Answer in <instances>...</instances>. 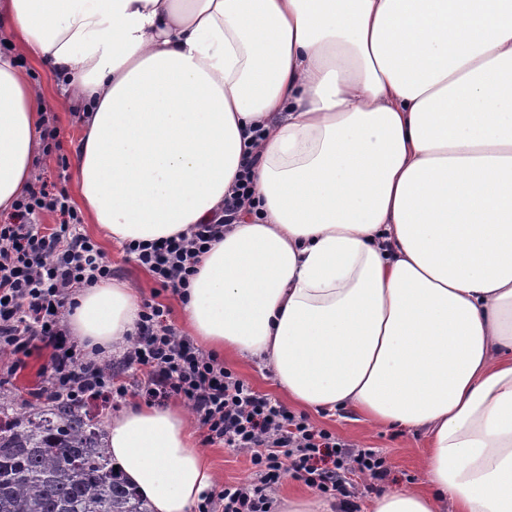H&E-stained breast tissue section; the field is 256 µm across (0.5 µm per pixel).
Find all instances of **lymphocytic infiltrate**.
<instances>
[{"instance_id": "lymphocytic-infiltrate-1", "label": "lymphocytic infiltrate", "mask_w": 512, "mask_h": 512, "mask_svg": "<svg viewBox=\"0 0 512 512\" xmlns=\"http://www.w3.org/2000/svg\"><path fill=\"white\" fill-rule=\"evenodd\" d=\"M251 195L245 169L213 220L193 225L186 236L130 242L125 249L163 291L185 297L200 254L237 223L239 204ZM45 214L55 216V224H41ZM80 222L69 194L40 177L0 224V352L24 353L36 341L48 349L38 397L84 402L101 396L114 407L134 394L148 403L178 397L191 405L204 443L246 454L253 469L251 480L204 496L195 512H272L273 494L288 477L344 503L345 512H358L361 490H379L388 480L391 469L379 451L350 444L256 391L180 334L161 302L143 301L122 354L88 357L73 341L64 312L75 289L111 280L112 266L80 232ZM352 473L365 478V487L349 481Z\"/></svg>"}]
</instances>
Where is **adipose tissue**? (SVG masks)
<instances>
[{
  "label": "adipose tissue",
  "mask_w": 512,
  "mask_h": 512,
  "mask_svg": "<svg viewBox=\"0 0 512 512\" xmlns=\"http://www.w3.org/2000/svg\"><path fill=\"white\" fill-rule=\"evenodd\" d=\"M0 30L65 78L77 197L114 241L209 221L262 126L256 204L201 255L188 333L304 408L425 433L424 488L366 512H512V0H0ZM43 111L0 56V212ZM140 312L115 279L67 324L116 353ZM106 433L151 512L215 490L178 403Z\"/></svg>",
  "instance_id": "adipose-tissue-1"
}]
</instances>
